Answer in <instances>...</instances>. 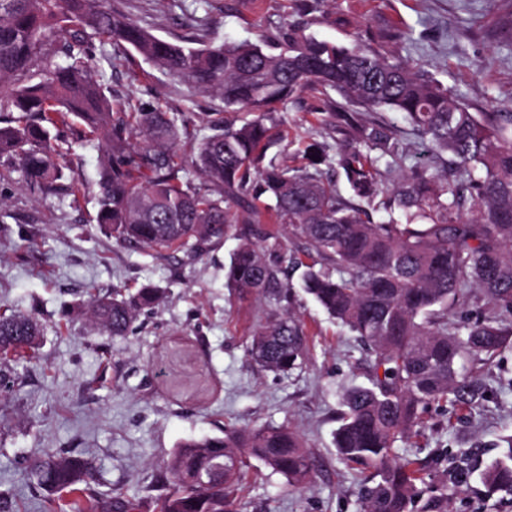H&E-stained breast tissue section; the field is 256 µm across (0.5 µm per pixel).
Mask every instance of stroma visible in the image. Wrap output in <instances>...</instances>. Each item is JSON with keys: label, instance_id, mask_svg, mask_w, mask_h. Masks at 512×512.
Instances as JSON below:
<instances>
[{"label": "stroma", "instance_id": "obj_1", "mask_svg": "<svg viewBox=\"0 0 512 512\" xmlns=\"http://www.w3.org/2000/svg\"><path fill=\"white\" fill-rule=\"evenodd\" d=\"M153 34L172 41L258 40L292 26L329 41L373 47L421 65L453 88L475 112H512V0H118ZM419 41L389 39L392 23ZM87 67L114 111L141 103L180 119L191 156L224 109L221 99L190 95L186 85L141 56L95 41ZM343 99L305 91L276 106L279 135L267 156L303 165L312 142L335 155L349 128L324 120ZM68 191L44 197L22 172L0 183V310L36 315L44 334L33 359L17 364L18 384L0 394V496L27 512H50L57 495L30 476L43 450L93 462L91 490L138 498L155 512L168 494L164 464L189 439L228 427L291 423L315 458L310 483L294 490L270 471L251 477L247 512H360L359 465L339 459L333 443L342 390L367 384L370 362L359 341L301 291L291 310L310 336L309 364L290 376L250 365L246 344L265 321L266 306L240 300L225 270L239 245L222 239L161 256L109 236L97 223V166L103 147L71 132L59 143ZM164 298L144 311L132 333L101 336L81 308L87 289L137 291ZM490 397L473 411L430 407L425 429L400 456L427 463L415 512H512V495L486 493L480 472L512 435V351L482 365ZM459 458L449 467L445 452Z\"/></svg>", "mask_w": 512, "mask_h": 512}]
</instances>
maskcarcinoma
<instances>
[{
  "mask_svg": "<svg viewBox=\"0 0 512 512\" xmlns=\"http://www.w3.org/2000/svg\"><path fill=\"white\" fill-rule=\"evenodd\" d=\"M96 37L130 46L194 95L219 96L226 112L257 113L241 125L213 124L192 161L204 189L180 176L188 118L142 104L114 116L83 62ZM311 87L333 90L347 105L402 113L426 153L449 155L450 169L417 162L395 183L391 174L403 171L406 157L394 133L374 121L350 125L353 142L336 154L355 205L323 180L328 156L317 143L306 147L303 168L260 167L273 143L266 113ZM76 123L103 143L98 224L116 239L177 251L242 225L226 283L267 303L246 345L262 371L291 375L308 362L305 327L282 310L289 272L302 270L301 291L372 354L369 384L344 392L334 435L340 459L373 469L360 478L361 512H414L425 478L416 461L397 460V443L419 433L432 403L472 410L486 400L481 372L460 367L462 358L485 363L512 349V320L494 312L462 328L452 318L474 290L512 314V112H472L420 68L290 27L257 43L196 48L150 33L105 0H0V160L16 162L42 195L65 191L56 141ZM397 209L401 222L392 217ZM380 210L388 218L370 220ZM276 224L302 242L311 262L282 246ZM162 295L151 287L129 297L91 292L87 313L104 333L123 336ZM39 336L36 317L0 313V352L18 355ZM502 442L481 471L491 494H512V436ZM255 462L295 487L315 468L288 427L228 428L174 451L166 466L171 492L159 512H240V482ZM92 471L84 457L48 452L35 477L70 493L67 512H138V502L120 493L108 501L91 494Z\"/></svg>",
  "mask_w": 512,
  "mask_h": 512,
  "instance_id": "obj_1",
  "label": "carcinoma"
}]
</instances>
